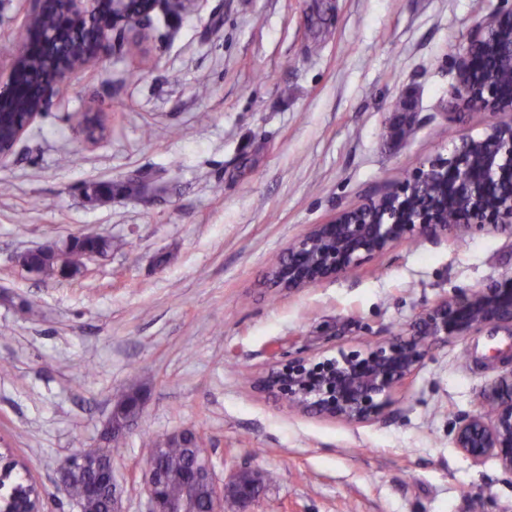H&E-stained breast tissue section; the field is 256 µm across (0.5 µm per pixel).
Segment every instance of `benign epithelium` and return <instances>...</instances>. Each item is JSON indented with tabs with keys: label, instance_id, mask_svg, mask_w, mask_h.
<instances>
[{
	"label": "benign epithelium",
	"instance_id": "1",
	"mask_svg": "<svg viewBox=\"0 0 512 512\" xmlns=\"http://www.w3.org/2000/svg\"><path fill=\"white\" fill-rule=\"evenodd\" d=\"M61 6L69 35L83 29L94 32L91 50L75 55L71 50L52 51L62 31L50 30L41 41L33 40L42 7ZM176 0H35L26 20L22 43L12 52L7 69L0 70V163L15 152L28 127L53 106L57 87L69 76L97 63L109 53L112 33L126 30L144 39L141 32L150 15L167 9ZM512 27V10L477 23L470 36L459 87L452 110L497 112L502 119L479 137L452 142L448 155H438L413 170L388 192L369 196L324 224L314 225L287 250L286 265L273 278L281 288H305L336 277L383 254L396 244L420 237H440L458 232H481L512 224V95L502 91L501 75L512 74V37L499 36ZM52 56L49 86L37 103L21 98L18 77L36 53ZM440 187L455 203L458 221L443 219L448 204L428 196ZM504 330L512 335V274H505L470 292L448 297L426 310L400 336L351 347L340 358L312 360L297 357L275 363L257 380V387L274 393L296 408L346 424L379 418L393 393L419 369L433 344L474 336L484 330ZM491 413H474L458 427L455 445L472 462L495 457L512 473V371L493 386ZM100 491L112 499V512H122L121 494L110 480ZM207 483L212 490L209 512H224L226 486L218 485L209 457L191 473L190 484ZM144 484L150 512H192L188 502H171L162 496L161 476L153 459L146 461ZM23 493L0 499V512H41L20 507Z\"/></svg>",
	"mask_w": 512,
	"mask_h": 512
}]
</instances>
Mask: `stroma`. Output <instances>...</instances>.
Returning a JSON list of instances; mask_svg holds the SVG:
<instances>
[{
    "label": "stroma",
    "mask_w": 512,
    "mask_h": 512,
    "mask_svg": "<svg viewBox=\"0 0 512 512\" xmlns=\"http://www.w3.org/2000/svg\"><path fill=\"white\" fill-rule=\"evenodd\" d=\"M33 6L0 0V51ZM505 6L192 0L152 13L138 55L113 46L61 87L0 164V453L44 512H80L59 465L101 445L114 393L132 385L144 405L112 450L123 512H149L151 444L184 429L202 435L218 483L273 473L248 512H512V473L454 445L505 372V332L431 346L364 424L255 386L277 347L334 356L512 273V226L422 237L306 288L275 287L269 265L498 121L450 118L448 99L472 28ZM91 232L112 251L75 278L16 261Z\"/></svg>",
    "instance_id": "obj_1"
}]
</instances>
